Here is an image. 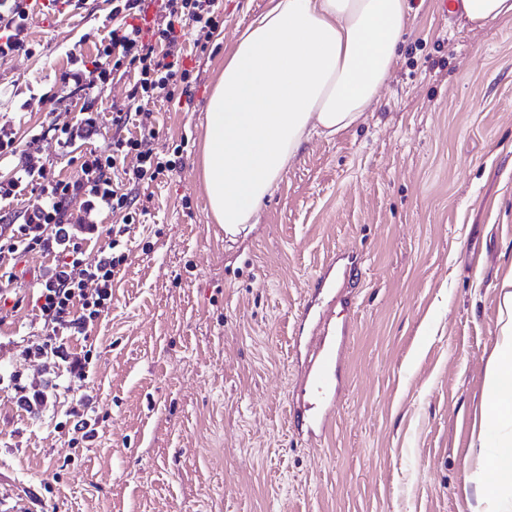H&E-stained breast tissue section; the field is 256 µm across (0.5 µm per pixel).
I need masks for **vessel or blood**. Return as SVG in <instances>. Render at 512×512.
<instances>
[{
    "label": "vessel or blood",
    "mask_w": 512,
    "mask_h": 512,
    "mask_svg": "<svg viewBox=\"0 0 512 512\" xmlns=\"http://www.w3.org/2000/svg\"><path fill=\"white\" fill-rule=\"evenodd\" d=\"M77 0H24L28 17L39 26L54 28L60 17L69 15ZM300 322H311L307 335L298 339L295 356L302 361L305 371L303 383L311 399L293 409L291 416L298 434L306 442L319 439L331 423L336 399L341 391L339 370L347 348V336L336 333L332 307H323L319 313L303 309Z\"/></svg>",
    "instance_id": "obj_1"
}]
</instances>
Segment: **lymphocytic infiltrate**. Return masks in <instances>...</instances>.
<instances>
[{"label": "lymphocytic infiltrate", "instance_id": "lymphocytic-infiltrate-1", "mask_svg": "<svg viewBox=\"0 0 512 512\" xmlns=\"http://www.w3.org/2000/svg\"><path fill=\"white\" fill-rule=\"evenodd\" d=\"M146 0H112V30L102 39L97 55L111 60V69H100L98 78L107 81L111 72L132 69L134 84L128 96L133 110L112 114L115 132L108 151L85 154L78 173L66 179L48 176L45 170H24L21 176L0 184V204L10 202L22 185H31L35 202L21 223L0 225V312L10 297L9 286L16 280V261L29 253L53 256L54 267L42 276L37 289L36 309L43 323L40 336L27 341L21 354L64 365L69 380L88 378L90 354L68 351L65 339L94 327L112 305V283L127 259L121 234L102 236L98 225L70 224L66 207L83 199L89 210L104 209L134 223L132 196L114 185L111 173L125 164L129 182L140 184L176 170L179 151H157L150 127L148 106L173 99L180 88H189L195 77L177 50L185 27L196 32L195 46L206 47L222 22L220 0H167L162 18L151 33H144L137 19L145 11ZM138 119V133L128 132L131 119ZM98 241L95 263L85 264L84 243Z\"/></svg>", "mask_w": 512, "mask_h": 512}]
</instances>
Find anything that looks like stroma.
Segmentation results:
<instances>
[{
    "label": "stroma",
    "instance_id": "obj_1",
    "mask_svg": "<svg viewBox=\"0 0 512 512\" xmlns=\"http://www.w3.org/2000/svg\"><path fill=\"white\" fill-rule=\"evenodd\" d=\"M268 0H222L207 49L179 47L199 77L152 105L158 149L183 164L135 187L148 212L130 225L112 307L72 351L95 368L103 419L93 445L69 446L65 403L40 415L0 389V512H477L470 475L484 375L499 339L498 285L512 272V21L473 29L438 0H411L398 65L365 119L312 140L262 205L229 236L200 174L208 99L224 55ZM111 0H84L53 30L29 27L31 54L0 58V132L24 163L59 178L107 150L112 113L134 75L67 78L97 59ZM97 113L93 139L61 147L54 125ZM359 265L336 293L352 299L345 389L330 430L307 446L299 400L298 316L328 260ZM50 257L20 260L17 307L0 325V376L45 383L20 343L39 323L32 297Z\"/></svg>",
    "mask_w": 512,
    "mask_h": 512
}]
</instances>
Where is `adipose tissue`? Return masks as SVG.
<instances>
[{"instance_id": "obj_1", "label": "adipose tissue", "mask_w": 512, "mask_h": 512, "mask_svg": "<svg viewBox=\"0 0 512 512\" xmlns=\"http://www.w3.org/2000/svg\"><path fill=\"white\" fill-rule=\"evenodd\" d=\"M474 29L512 19V0H457ZM409 0H268L224 57L200 159L212 219L237 235L316 137L357 125L392 77ZM500 333L488 362L475 446L491 480L481 512H512V274L499 284Z\"/></svg>"}]
</instances>
